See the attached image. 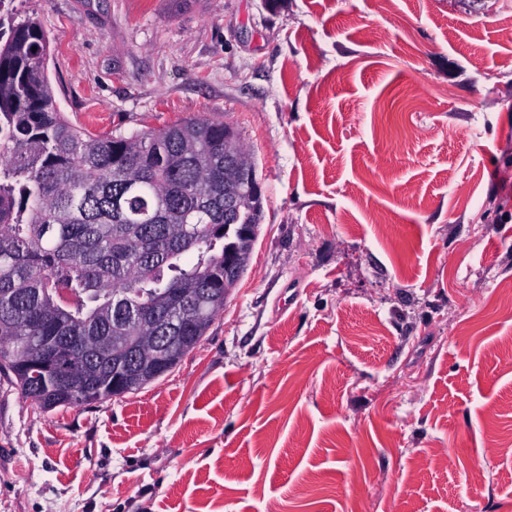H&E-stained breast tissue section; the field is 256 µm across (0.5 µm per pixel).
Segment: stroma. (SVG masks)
I'll return each mask as SVG.
<instances>
[{
	"instance_id": "1",
	"label": "stroma",
	"mask_w": 512,
	"mask_h": 512,
	"mask_svg": "<svg viewBox=\"0 0 512 512\" xmlns=\"http://www.w3.org/2000/svg\"><path fill=\"white\" fill-rule=\"evenodd\" d=\"M9 14L74 125L233 126L264 214L170 373L50 412L0 378V512H512V0Z\"/></svg>"
}]
</instances>
